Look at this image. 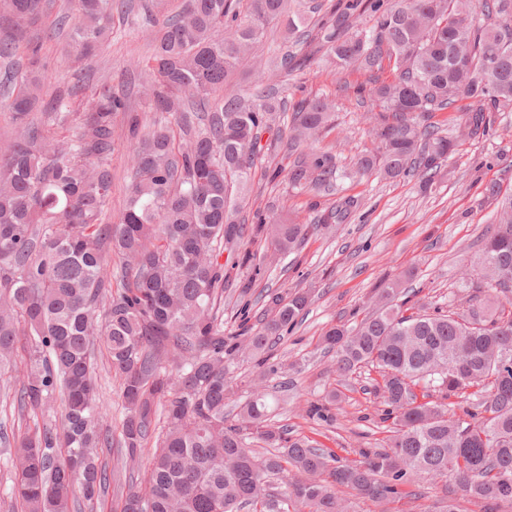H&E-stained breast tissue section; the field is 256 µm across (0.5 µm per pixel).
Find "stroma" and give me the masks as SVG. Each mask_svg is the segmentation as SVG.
<instances>
[{"label": "stroma", "mask_w": 512, "mask_h": 512, "mask_svg": "<svg viewBox=\"0 0 512 512\" xmlns=\"http://www.w3.org/2000/svg\"><path fill=\"white\" fill-rule=\"evenodd\" d=\"M126 2L113 16L111 40L95 57L80 61L68 33L55 30L64 2L51 0L42 19L25 32V43L18 46L14 57L16 66L27 65L26 42H40L41 60L53 77L44 90L45 98H52L60 89L82 99L105 86L126 94L131 109L139 113L143 124H150L153 114L142 94L149 79L143 60L151 49L142 21L146 0ZM313 48V43L303 39L285 40L280 27L270 25L254 58L242 63L234 77L246 93L268 87L299 98L329 99L334 123L319 134L316 147L332 155L337 172L329 190L320 192L293 186L284 176L273 181L267 169L291 167L295 157L283 150L261 152L252 169L244 217L268 211L307 225L308 233L301 248L286 256L260 239L225 248L223 261H236L240 252L247 250L255 254L263 272L255 274L252 266L246 265L225 283L224 331H237L242 307H249L251 314L260 313L265 291L310 294L303 320L278 347L280 358L287 360L290 368L281 379L269 383L270 392L279 399L272 417L287 425L291 435L354 461L359 449L377 446L382 440L383 434L375 426L382 405L366 390L371 372L340 376L320 336L329 324L350 320L352 313H372V289L388 275H408L407 285L418 290L419 300L457 312L467 311L475 296L498 303V293L487 288L473 266L482 236L490 233L496 222L487 187L494 184L503 194L512 193V112L490 113L488 135L460 142L428 192H421L413 179H386L376 174L362 177L354 174V164L375 148L370 134L371 104L357 93L358 86L367 83L368 74L352 66L337 70L325 65L304 74H275L274 62L282 53L305 54ZM349 198L356 200L357 206L343 223L314 227L312 203L328 209ZM248 278L254 279L255 285L252 295L244 299L239 295V283ZM332 389L340 395L335 422L329 425L308 417V403ZM420 490L421 498L388 508L356 497L348 489L341 495L352 500L355 512H438L441 502L448 499L455 501L459 512H484L482 503L471 499L454 479H432L421 483Z\"/></svg>", "instance_id": "stroma-1"}]
</instances>
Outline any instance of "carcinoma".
<instances>
[{
  "label": "carcinoma",
  "mask_w": 512,
  "mask_h": 512,
  "mask_svg": "<svg viewBox=\"0 0 512 512\" xmlns=\"http://www.w3.org/2000/svg\"><path fill=\"white\" fill-rule=\"evenodd\" d=\"M77 59L112 38L113 12L124 0H65ZM45 0H0L16 24L36 20ZM163 0L145 5V25L157 29L144 88L154 118L141 117L109 88L70 109L69 91L43 101L48 74L40 46L30 45L21 74L0 69V91L15 136L0 152V378L23 364L12 404L22 422L5 459L14 475L11 500L21 512H74L76 490L87 499L106 493L114 471L101 460L112 430L94 382L95 345L108 352L120 380L121 468L153 449L145 484L134 481L121 512H345L337 489L378 502L415 499L413 487L452 476L473 499L512 503V194L497 201L496 226L476 268L505 301L465 314L400 299L402 278L376 289L377 310L353 328L339 321L322 336L343 376L367 367L381 380L385 444L359 449L343 463L329 448L294 438L268 418L266 382L285 373L274 346L310 303L300 291L269 296L263 318L224 335V245L244 235L240 201L250 192L261 135L277 115L292 113L287 143L300 151L287 171L293 185L319 189L336 178L333 157L315 149L333 120L324 98L258 92L244 96L229 79L272 23L294 35L305 19L288 0H185L158 18ZM363 13L370 29L355 30ZM317 39L323 56L285 54L280 71L322 63L365 71L393 62L398 75L367 90L381 108L376 149L356 172L415 178L428 189L456 143L489 132V112H512V0H346L331 6ZM463 67L452 68L453 54ZM467 98L452 136L421 122ZM41 107L73 132L48 137L32 128ZM123 115L128 185L112 222L114 119ZM357 205L315 216L337 224ZM254 234L282 254L300 248L307 226L255 215ZM115 256L112 266L106 256ZM246 358L256 369L252 397L234 423L224 406L235 394L227 368ZM62 424L39 423L55 398ZM330 391L308 408L335 419ZM279 480L283 490L273 485Z\"/></svg>",
  "instance_id": "obj_1"
}]
</instances>
